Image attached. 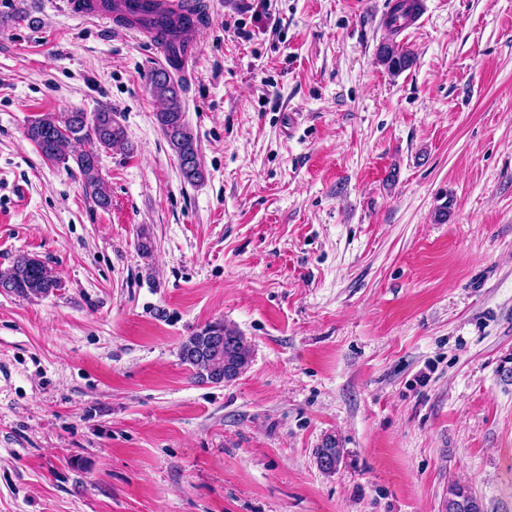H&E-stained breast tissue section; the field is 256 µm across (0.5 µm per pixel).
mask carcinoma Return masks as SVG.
<instances>
[{
    "mask_svg": "<svg viewBox=\"0 0 512 512\" xmlns=\"http://www.w3.org/2000/svg\"><path fill=\"white\" fill-rule=\"evenodd\" d=\"M417 9V0H396L390 15V24L399 27ZM194 21L188 16L175 15L165 18L160 26L159 37L173 44L189 35ZM378 63L391 74H398L413 64V54L403 45L391 41L383 44L378 52ZM147 83L153 97L159 100L162 108L154 113L156 124L176 155L183 177L190 183L202 179L196 138L184 118L183 83L174 79L165 68L153 70L147 76ZM27 138L35 144L39 152L52 162L74 160L84 179L86 194L98 206L106 208L111 199L98 170V150L110 149L125 141L122 126L112 117V111L103 109L87 115L85 112H66L58 115L46 114L30 122ZM89 142L94 148L77 154L70 153L74 143ZM63 287L61 279L52 268L38 258L29 255L19 256L7 269H0V288L6 293L22 298H39ZM220 329L233 344L219 355L209 351V336L214 329ZM179 357L188 366L192 379L198 383H211L224 375V363H229L243 373L250 363V349L240 334L219 322L209 323L184 340L179 347ZM317 463L334 460L341 463L343 449L336 438L328 436L315 450ZM445 512H482V504L472 491L459 483L448 488Z\"/></svg>",
    "mask_w": 512,
    "mask_h": 512,
    "instance_id": "1",
    "label": "carcinoma"
}]
</instances>
